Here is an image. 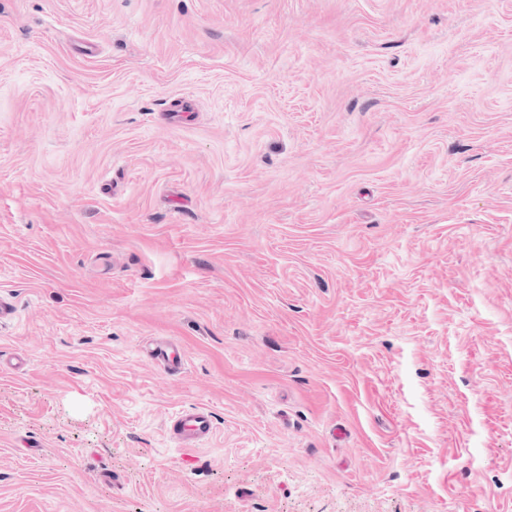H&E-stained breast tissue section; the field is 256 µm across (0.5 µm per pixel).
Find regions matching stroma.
Listing matches in <instances>:
<instances>
[{
  "label": "stroma",
  "instance_id": "obj_1",
  "mask_svg": "<svg viewBox=\"0 0 512 512\" xmlns=\"http://www.w3.org/2000/svg\"><path fill=\"white\" fill-rule=\"evenodd\" d=\"M0 291V512H512V0H0ZM150 356L166 373L176 374L183 367L181 348L172 342H159L150 350ZM213 432V416L204 407L183 409L171 417L168 426L169 438L176 447L197 448L200 442Z\"/></svg>",
  "mask_w": 512,
  "mask_h": 512
}]
</instances>
